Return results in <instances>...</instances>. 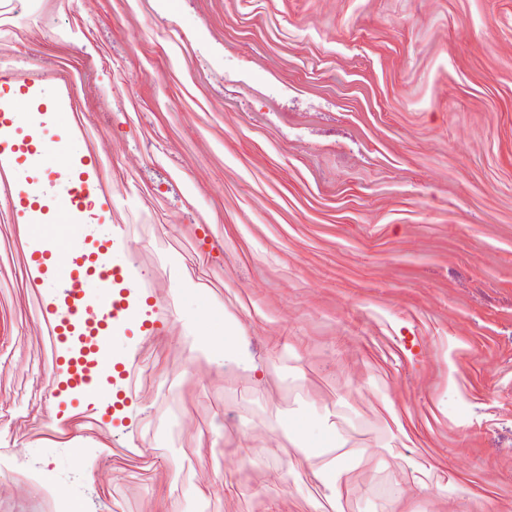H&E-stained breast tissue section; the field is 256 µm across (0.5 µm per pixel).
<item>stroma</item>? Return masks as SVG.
<instances>
[{
    "mask_svg": "<svg viewBox=\"0 0 512 512\" xmlns=\"http://www.w3.org/2000/svg\"><path fill=\"white\" fill-rule=\"evenodd\" d=\"M5 72L65 67L32 182L118 164L109 222L159 227L113 255L155 271L173 316L105 346L148 374L124 410L55 389L17 213L0 223V446L76 512H347L373 475L392 512L512 505V0H43ZM193 36L180 43V34ZM480 413L453 418L459 392ZM386 431L332 460L337 407ZM102 459L103 483L70 482Z\"/></svg>",
    "mask_w": 512,
    "mask_h": 512,
    "instance_id": "stroma-1",
    "label": "stroma"
}]
</instances>
